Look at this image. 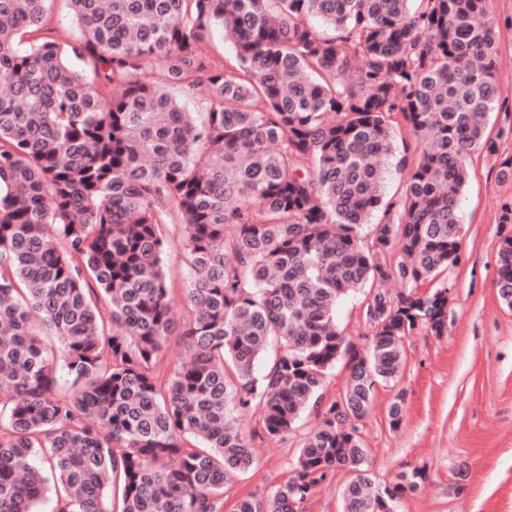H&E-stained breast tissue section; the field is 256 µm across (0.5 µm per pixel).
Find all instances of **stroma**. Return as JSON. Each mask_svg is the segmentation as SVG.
Returning a JSON list of instances; mask_svg holds the SVG:
<instances>
[{
  "label": "stroma",
  "mask_w": 512,
  "mask_h": 512,
  "mask_svg": "<svg viewBox=\"0 0 512 512\" xmlns=\"http://www.w3.org/2000/svg\"><path fill=\"white\" fill-rule=\"evenodd\" d=\"M495 77L503 92L491 113L497 152L475 154L461 196L463 244L460 264L448 274L451 286L448 332L437 337L416 329L405 341L407 369L401 382L405 409L397 428L387 419L392 389L377 392L361 426L369 465L379 483L404 469H424V488L405 495L399 512H512V308L494 287L497 252L512 224H499L512 203V182L497 173L512 160V30L502 33ZM366 294L357 292L336 306L346 338L364 346L372 334L365 317ZM315 424L303 417L286 439L257 435L251 440L257 464L224 489V510L249 493L270 492L284 482L305 435Z\"/></svg>",
  "instance_id": "1"
}]
</instances>
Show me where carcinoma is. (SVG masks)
Here are the masks:
<instances>
[{
	"mask_svg": "<svg viewBox=\"0 0 512 512\" xmlns=\"http://www.w3.org/2000/svg\"><path fill=\"white\" fill-rule=\"evenodd\" d=\"M51 2L0 0V512H40L49 493L54 512H224L225 484L256 463L240 419L279 440L306 412L319 423L289 478L233 512H298L338 468L353 473L342 512H391L426 474L378 484L360 425L404 378V338L447 333L436 279L462 259L467 160L497 151L512 17L489 0H66L78 34L47 39ZM214 27L229 67L199 55ZM395 115L419 156L396 162L405 194L384 205ZM173 216L191 316L165 376ZM390 279L407 291L375 287ZM494 285L512 308V236ZM361 288L364 351L336 323ZM495 77L503 92L500 108L490 114L488 132L495 137L501 127L512 124V30L503 28Z\"/></svg>",
	"mask_w": 512,
	"mask_h": 512,
	"instance_id": "carcinoma-1",
	"label": "carcinoma"
}]
</instances>
